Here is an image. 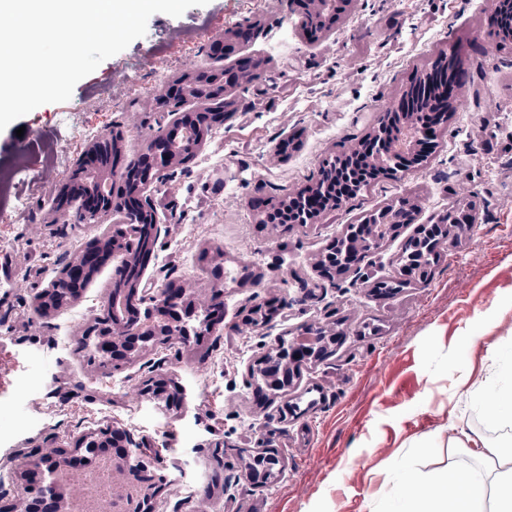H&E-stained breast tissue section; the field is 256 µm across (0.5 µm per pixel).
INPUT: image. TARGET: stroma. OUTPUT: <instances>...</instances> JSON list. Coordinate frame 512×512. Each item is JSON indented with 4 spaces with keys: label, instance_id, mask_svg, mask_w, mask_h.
<instances>
[{
    "label": "stroma",
    "instance_id": "obj_1",
    "mask_svg": "<svg viewBox=\"0 0 512 512\" xmlns=\"http://www.w3.org/2000/svg\"><path fill=\"white\" fill-rule=\"evenodd\" d=\"M486 0H352L335 31L309 39L288 0H209L181 16L157 13L147 31L102 62L69 100L42 105L0 131V501L17 502V471L34 448H63L100 425L153 448L170 484L154 512H382L401 501L414 474L491 461L455 448L447 424L501 444L507 429L477 402L512 384L498 353L512 345V44L488 39ZM252 26L233 55L215 39ZM463 60L457 109L419 165L382 177L331 215L289 229L260 223L265 205L311 186L325 161L373 131L439 52ZM262 60L260 79L228 95L234 110L174 175L153 180L157 237L142 272L148 288L181 285L195 300L219 294L221 323L202 344H157L102 374L78 352L102 316L116 261L104 264L71 307L41 316L35 293L49 285L115 212L77 223L54 200L96 140L121 138L123 162L172 122L159 97L177 77ZM294 141V151L280 145ZM414 197L413 223L386 237L359 269L327 277L318 265L331 241L362 216ZM462 200L479 221L452 227L427 279L391 295L375 285L400 277L418 225ZM220 249L223 273L200 261ZM276 302L271 330L245 324ZM332 327L331 353L303 365L284 393L261 401L249 370L279 340ZM180 386L183 402L151 399L148 379ZM274 453L267 484L242 473L249 455ZM196 486L193 495L177 485Z\"/></svg>",
    "mask_w": 512,
    "mask_h": 512
}]
</instances>
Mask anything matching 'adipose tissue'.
<instances>
[{
  "mask_svg": "<svg viewBox=\"0 0 512 512\" xmlns=\"http://www.w3.org/2000/svg\"><path fill=\"white\" fill-rule=\"evenodd\" d=\"M503 470L495 485H487L482 472L449 471L440 474L430 490L420 489L414 475H407V490L400 512H482L486 498H493V512H512V452L503 457Z\"/></svg>",
  "mask_w": 512,
  "mask_h": 512,
  "instance_id": "1",
  "label": "adipose tissue"
}]
</instances>
